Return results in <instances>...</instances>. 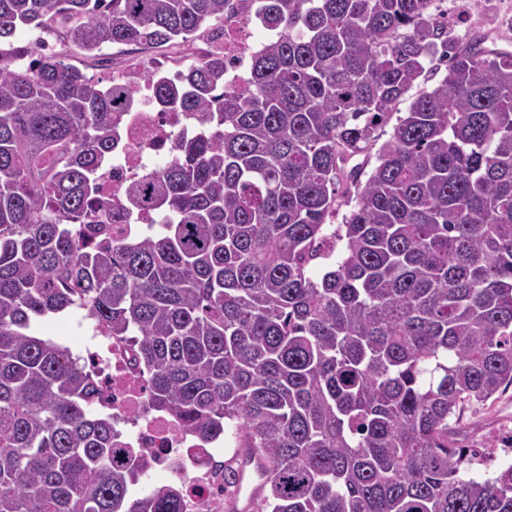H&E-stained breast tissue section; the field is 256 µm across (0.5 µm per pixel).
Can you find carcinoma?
Listing matches in <instances>:
<instances>
[{
    "label": "carcinoma",
    "mask_w": 512,
    "mask_h": 512,
    "mask_svg": "<svg viewBox=\"0 0 512 512\" xmlns=\"http://www.w3.org/2000/svg\"><path fill=\"white\" fill-rule=\"evenodd\" d=\"M227 2L0 0V512H183L171 485L128 496L140 455L32 334L72 306L135 346L157 408L206 441L237 425L253 512H512V465L466 479L448 440L460 403L512 385V52L449 36L432 0H265L279 39L245 87L218 53L156 84L202 125L128 190L159 231L114 239L98 172L131 94L17 35L105 67L194 46ZM236 465L239 481L246 485L247 491L237 499L233 510L252 512L256 490L262 478V470L257 457L247 448H240L236 456Z\"/></svg>",
    "instance_id": "obj_1"
}]
</instances>
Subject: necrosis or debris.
I'll list each match as a JSON object with an SVG mask.
<instances>
[{"label": "necrosis or debris", "mask_w": 512, "mask_h": 512, "mask_svg": "<svg viewBox=\"0 0 512 512\" xmlns=\"http://www.w3.org/2000/svg\"><path fill=\"white\" fill-rule=\"evenodd\" d=\"M264 30L254 39V30ZM278 36L267 27L260 8L242 12L235 5L224 11V30L206 40V50L224 57V84L244 86L253 56ZM114 79L134 91V105L123 116L119 138L99 174L115 208H122L129 185L141 174L164 166L177 133L198 125L197 116L160 105L153 80L131 60L116 68ZM94 343L85 347L82 362L95 371L96 391L90 402L97 413L111 416L118 433L116 445L138 450L146 472L164 475L176 486L183 512H226L224 446L202 441L182 423L154 408L149 401L148 377L132 349L123 341L93 329Z\"/></svg>", "instance_id": "obj_1"}]
</instances>
